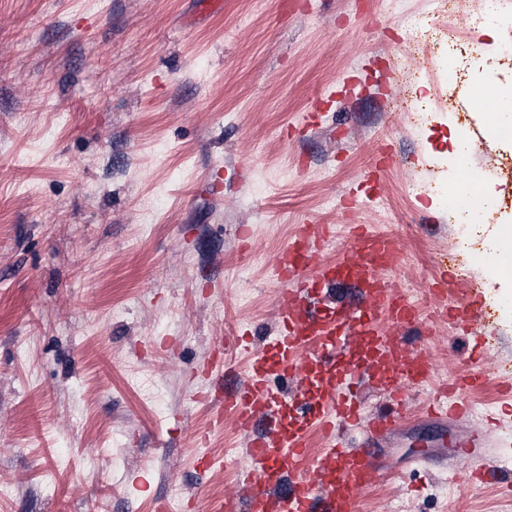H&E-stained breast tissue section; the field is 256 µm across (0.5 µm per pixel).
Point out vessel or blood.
I'll return each mask as SVG.
<instances>
[{
  "label": "vessel or blood",
  "mask_w": 512,
  "mask_h": 512,
  "mask_svg": "<svg viewBox=\"0 0 512 512\" xmlns=\"http://www.w3.org/2000/svg\"><path fill=\"white\" fill-rule=\"evenodd\" d=\"M396 240L364 228L355 230L348 251L335 261L324 259L313 226L301 231L278 253L273 270L281 283L276 298V334L253 355L245 383L224 400L240 425L267 419L269 429L248 442L247 464L235 469V491L226 493L223 512H313L322 499L323 512H355L359 497L379 479L376 449L380 439L397 427L406 410L409 390L428 383L434 368L426 352L410 349L403 337L379 328L380 317L396 327L435 324L452 320L486 341L480 300L464 295L454 279L432 285L436 304L421 313L398 284L380 281L381 270L393 265ZM357 281L365 293L355 305L314 316L311 300L318 289ZM370 342V363L347 362L335 368L337 357L361 342ZM371 375L389 398L387 409L366 418L354 397L358 379ZM321 380L320 393L310 391L312 380ZM483 374L452 380L438 391L432 403L433 422L465 418L467 395L480 385ZM312 411L311 423L330 436L318 460H310L304 428L286 424L284 411L297 402ZM363 429V441L355 448L335 439L338 428ZM488 445L482 433L456 441V455L465 460L484 453Z\"/></svg>",
  "instance_id": "b4317fda"
}]
</instances>
